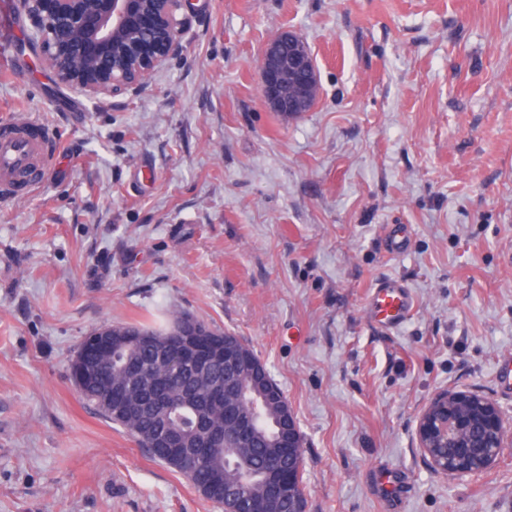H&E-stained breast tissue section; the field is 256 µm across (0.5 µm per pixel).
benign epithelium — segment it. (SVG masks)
I'll use <instances>...</instances> for the list:
<instances>
[{"label":"benign epithelium","mask_w":512,"mask_h":512,"mask_svg":"<svg viewBox=\"0 0 512 512\" xmlns=\"http://www.w3.org/2000/svg\"><path fill=\"white\" fill-rule=\"evenodd\" d=\"M183 0H17L29 37L60 84L100 101L144 91L149 78L183 52ZM261 91L278 112H304L315 102L319 85L313 56L299 37L282 32L262 49ZM287 419L281 447L301 438L282 391ZM416 435L425 456L449 457L443 470L465 477L486 470L506 441L497 405L469 391L436 394L420 414Z\"/></svg>","instance_id":"1"}]
</instances>
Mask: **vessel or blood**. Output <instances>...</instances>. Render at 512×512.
<instances>
[{"instance_id":"b4317fda","label":"vessel or blood","mask_w":512,"mask_h":512,"mask_svg":"<svg viewBox=\"0 0 512 512\" xmlns=\"http://www.w3.org/2000/svg\"><path fill=\"white\" fill-rule=\"evenodd\" d=\"M59 151L51 126L26 112L0 119V197L30 195L38 191L43 175ZM413 296L401 281L375 283L367 311L375 327L395 332L409 319ZM495 391L512 398V352L499 356L495 367Z\"/></svg>"}]
</instances>
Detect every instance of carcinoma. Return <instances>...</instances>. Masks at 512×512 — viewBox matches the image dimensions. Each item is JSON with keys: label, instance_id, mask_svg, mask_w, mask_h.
<instances>
[{"label": "carcinoma", "instance_id": "carcinoma-1", "mask_svg": "<svg viewBox=\"0 0 512 512\" xmlns=\"http://www.w3.org/2000/svg\"><path fill=\"white\" fill-rule=\"evenodd\" d=\"M197 329L209 332L213 340L204 358L190 368L188 363L198 355ZM111 330L109 379L99 378L89 365L91 350L78 349L72 360V379L83 400L129 433L151 457L184 476L214 507L224 508L228 497L242 492L268 501L269 512H297L292 499L274 497L269 480L271 459L278 460L281 473L299 478L303 463L302 449L279 447L280 405L266 400V388L276 385L274 379L244 375L234 396L213 399L228 377L224 339L239 343L250 358L258 359L249 345L185 311L171 313L163 328L125 323ZM232 405L243 408L253 421L251 441L244 446L224 437ZM164 431H177L196 443L191 468L177 459L178 451L152 447V439Z\"/></svg>", "mask_w": 512, "mask_h": 512}]
</instances>
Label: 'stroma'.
Segmentation results:
<instances>
[{
	"instance_id": "obj_1",
	"label": "stroma",
	"mask_w": 512,
	"mask_h": 512,
	"mask_svg": "<svg viewBox=\"0 0 512 512\" xmlns=\"http://www.w3.org/2000/svg\"><path fill=\"white\" fill-rule=\"evenodd\" d=\"M184 52L97 103L29 50L0 114L61 151L33 195L0 199V512H216L84 403L71 360L106 323L187 311L239 336L303 436L306 512H512V444L438 472L416 436L432 397L512 398V0H188ZM313 55L310 111L276 112L260 50ZM406 251L383 249L388 226ZM402 280L414 310L371 326ZM397 471L402 503L377 494ZM414 308L413 296L401 281L382 279L372 287L367 311L375 327L395 332L409 319ZM495 391L502 397L512 398V352L499 356L495 367Z\"/></svg>"
}]
</instances>
